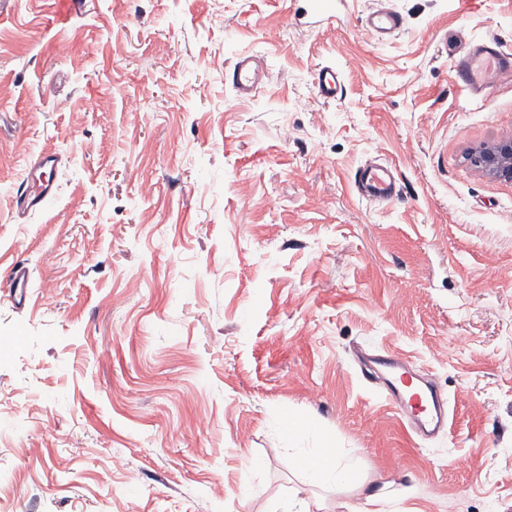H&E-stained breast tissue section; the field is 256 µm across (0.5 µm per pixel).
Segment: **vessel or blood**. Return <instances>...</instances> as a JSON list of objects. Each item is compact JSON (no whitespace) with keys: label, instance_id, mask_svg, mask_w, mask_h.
<instances>
[{"label":"vessel or blood","instance_id":"vessel-or-blood-1","mask_svg":"<svg viewBox=\"0 0 512 512\" xmlns=\"http://www.w3.org/2000/svg\"><path fill=\"white\" fill-rule=\"evenodd\" d=\"M403 24L402 15L391 7L378 9L364 21L366 31L378 34L394 33ZM452 75L474 94L486 93L501 79L512 76V53L505 51L497 39L481 40L454 58ZM268 79V71L254 57L244 54L237 57L227 76L237 97L242 99L252 97ZM316 87L322 99L335 100L342 89L339 70L330 65L321 67L316 73ZM56 165L57 158L49 151L30 162L26 177L17 187L20 206L39 207L53 196ZM358 192L367 200L385 201L394 197L396 185L389 172L369 170L363 173ZM361 371L376 383L380 394L404 418L415 436L431 438L447 432L448 399L428 371L413 368L399 354L383 348L363 356Z\"/></svg>","mask_w":512,"mask_h":512}]
</instances>
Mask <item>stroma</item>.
<instances>
[{
    "instance_id": "stroma-1",
    "label": "stroma",
    "mask_w": 512,
    "mask_h": 512,
    "mask_svg": "<svg viewBox=\"0 0 512 512\" xmlns=\"http://www.w3.org/2000/svg\"><path fill=\"white\" fill-rule=\"evenodd\" d=\"M0 0V472L7 512H512V77L455 82L462 43L512 51V0ZM394 7L402 30L364 28ZM270 79L237 98L240 53ZM333 64L343 92L323 101ZM143 103L140 121L127 103ZM56 193L23 210L41 152ZM393 166L397 193L359 197ZM27 241L14 248L17 237ZM24 265L31 298L9 296ZM374 346L428 370L423 441L366 386ZM313 418L288 439L277 419ZM329 443L354 485L291 458ZM318 95L327 101L335 100L342 90L340 71L335 66L326 65L316 72ZM474 164L487 175L512 182V137L503 138L472 155ZM373 170H380L382 173ZM357 187L359 194L370 201L390 200L396 194L393 178L387 170L382 168H371L364 172Z\"/></svg>"
}]
</instances>
